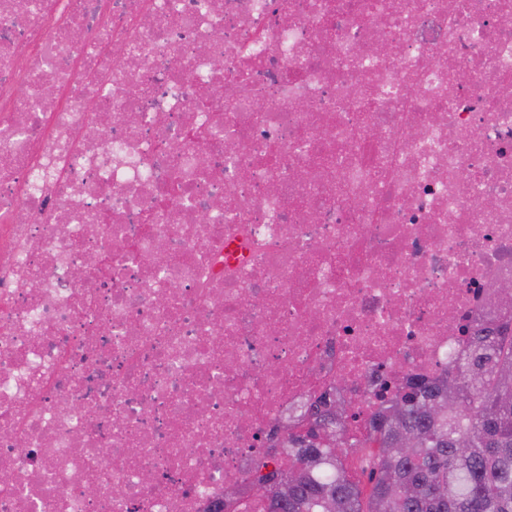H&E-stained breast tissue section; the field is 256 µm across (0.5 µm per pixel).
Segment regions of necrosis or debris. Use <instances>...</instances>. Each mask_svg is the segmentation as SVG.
Segmentation results:
<instances>
[{
	"mask_svg": "<svg viewBox=\"0 0 512 512\" xmlns=\"http://www.w3.org/2000/svg\"><path fill=\"white\" fill-rule=\"evenodd\" d=\"M506 282L512 0H0V512H242Z\"/></svg>",
	"mask_w": 512,
	"mask_h": 512,
	"instance_id": "4bbe7bcc",
	"label": "necrosis or debris"
}]
</instances>
